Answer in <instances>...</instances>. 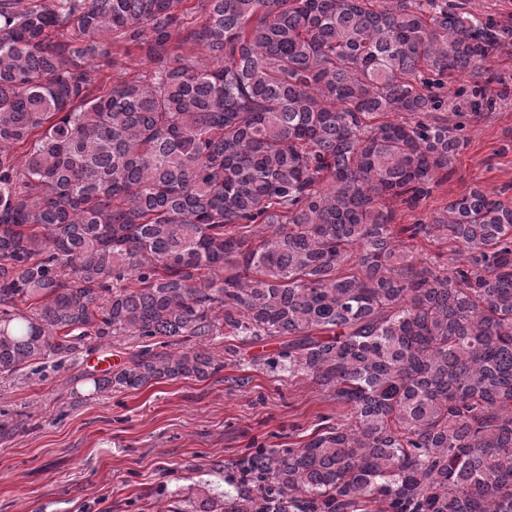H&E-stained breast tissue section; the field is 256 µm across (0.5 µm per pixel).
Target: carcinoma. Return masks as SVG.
Here are the masks:
<instances>
[{
  "instance_id": "carcinoma-1",
  "label": "carcinoma",
  "mask_w": 512,
  "mask_h": 512,
  "mask_svg": "<svg viewBox=\"0 0 512 512\" xmlns=\"http://www.w3.org/2000/svg\"><path fill=\"white\" fill-rule=\"evenodd\" d=\"M0 0V376L144 340L94 394L224 369L158 336H283L277 365L348 408L246 457L190 512H512V203L448 177L505 29L453 0ZM138 54L149 72L101 86Z\"/></svg>"
}]
</instances>
